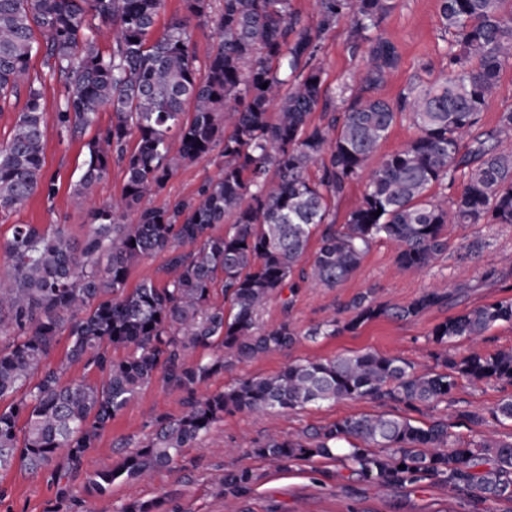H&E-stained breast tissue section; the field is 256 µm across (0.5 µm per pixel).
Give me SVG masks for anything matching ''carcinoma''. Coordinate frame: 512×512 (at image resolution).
I'll return each instance as SVG.
<instances>
[{
	"label": "carcinoma",
	"mask_w": 512,
	"mask_h": 512,
	"mask_svg": "<svg viewBox=\"0 0 512 512\" xmlns=\"http://www.w3.org/2000/svg\"><path fill=\"white\" fill-rule=\"evenodd\" d=\"M508 0H440L451 37L448 73L430 84H410L394 103L377 95L396 68V46L378 33L396 0H314L310 25L292 0H185L186 14L154 35L163 0H0V101L25 96L10 140L0 145V210L23 206L37 190L54 192L44 177L41 87L30 75L44 50L52 76L63 83L55 108L58 126L75 137L101 110L112 124L86 144L74 186L88 196L121 165V197L90 211L81 241L56 226L16 224L4 243L8 267L0 275V470L14 465L35 474L67 452L78 464L140 389L154 379L185 395L184 411L161 419L151 437L116 467L94 474L103 496L121 477L144 480L200 444L224 414H268L310 404L371 399L412 409L453 403L459 381L512 385V348L472 350L448 357V342L476 341L494 324H512V300L450 317L431 332L435 366L420 369L377 352L302 360L265 377L241 380L220 392L201 386L224 371L225 355L256 360L298 340L293 324H258L275 295L301 285L337 288L372 243L395 247L398 266L426 270L448 244L443 224H512V109L483 131L481 115L503 66L512 60ZM351 21L353 48L365 64L356 92L326 121L310 115L327 104L320 58L326 34L342 16ZM204 19L219 42L203 65L190 49L191 19ZM112 31L103 55L96 34ZM267 88H262V84ZM192 105L185 119L186 104ZM409 111L416 136L385 155L368 177L345 223H336V198L358 180L396 123ZM471 134L462 144L460 135ZM224 145V168L196 198L144 207L162 193L173 172ZM318 180L307 177L310 166ZM461 190L431 193L435 185ZM382 210L379 216L374 212ZM133 224L123 223L129 211ZM231 220L222 234L218 224ZM319 248L305 260L312 236ZM166 253L164 284L126 288L132 265ZM221 284L230 312L213 302ZM448 301L438 289L402 306L368 291L353 298L347 321L333 317L308 331L334 336L382 316L411 320ZM67 362L50 357L62 337ZM130 349L116 361L109 347ZM199 348L212 350L193 360ZM103 375L99 384L63 382L68 363ZM253 452L276 467L314 457L332 458L381 491L427 480L461 501H512V441L480 434L465 442L448 422L430 424L386 412L352 416L301 434L272 433ZM246 470L224 477V504L251 490ZM163 501H135L119 512H161Z\"/></svg>",
	"instance_id": "1"
}]
</instances>
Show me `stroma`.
I'll return each instance as SVG.
<instances>
[{
	"label": "stroma",
	"instance_id": "35a3bbf8",
	"mask_svg": "<svg viewBox=\"0 0 512 512\" xmlns=\"http://www.w3.org/2000/svg\"><path fill=\"white\" fill-rule=\"evenodd\" d=\"M381 32L400 54L399 64L380 91L383 98L396 100L412 83H430L448 70V44L441 31L439 0H398L383 20ZM351 22L341 17L324 40V86L335 109H342L362 67L361 53L351 49ZM30 75L41 86L50 107L45 116L44 175L53 183V193L38 191L23 207L0 211V243L9 239L17 224H36L51 230L63 225L74 239L90 230L89 209L121 196L125 175L122 166L93 188L90 198L72 193L85 159V144L99 129L109 126L112 114L102 110L81 136L71 137L61 129L53 112L66 90L51 76L43 56L30 61ZM224 165L222 148L180 166L168 180L160 202L196 196L200 185L216 177ZM442 234L447 251L423 275L401 270L395 262L393 245L376 241L358 268L334 290L305 286L291 301L273 297L260 314V322L271 328L288 320L301 332L293 347L255 361L229 359L223 372L210 377L203 389L217 392L237 381L267 376L288 364L305 359H327L340 354L378 352L404 361L434 367V349L428 337L433 328L461 311L501 300H512V268L505 258L512 255V224H447ZM439 288L448 294L447 304L426 310L410 321L379 318L355 331L335 336L309 338L308 330L343 309L361 292L373 291L379 302L409 303L421 293ZM512 397V386L491 381L474 387L460 382L455 392L456 409L476 411L484 422L479 432L502 441H512V422L497 419L493 411ZM447 406L413 410L402 404L380 405L373 400H346L309 405L285 414L260 416L228 413L207 435L203 445L185 449L173 468H163L145 481L120 479L113 483V508L134 501L163 499L164 512H224L225 473L247 469L254 475L251 493L239 503L241 512H457L459 503L448 498L441 487L425 482L417 487H391L375 492L336 460L314 458L277 468L244 448V441H263L270 428L295 434L322 427L360 414L384 411L397 417L429 423L448 415ZM184 410L181 392L153 382L123 409L102 434L96 448L72 466L66 453L38 474L11 468L0 472V512H100V500L88 491L94 472L116 466L154 431L163 418L179 417Z\"/></svg>",
	"mask_w": 512,
	"mask_h": 512
}]
</instances>
